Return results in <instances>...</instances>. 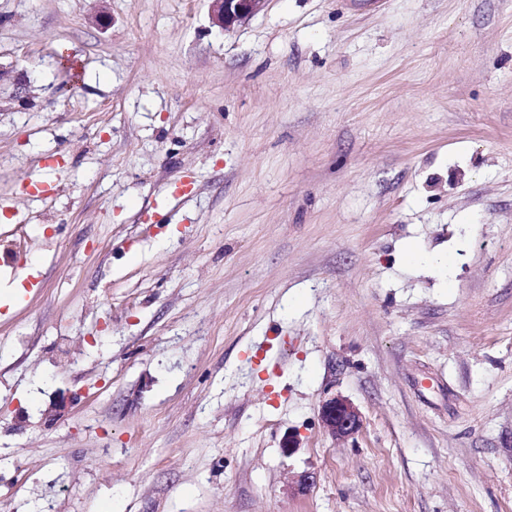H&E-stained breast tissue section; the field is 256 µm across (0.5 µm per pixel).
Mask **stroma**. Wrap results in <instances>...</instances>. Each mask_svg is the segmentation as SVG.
Listing matches in <instances>:
<instances>
[{
    "mask_svg": "<svg viewBox=\"0 0 512 512\" xmlns=\"http://www.w3.org/2000/svg\"><path fill=\"white\" fill-rule=\"evenodd\" d=\"M0 242L5 512H512V0H0ZM213 20L222 29L241 23L257 12L265 0H210ZM319 420L323 430L334 439L352 437L362 426L357 407L348 399L336 395L321 403Z\"/></svg>",
    "mask_w": 512,
    "mask_h": 512,
    "instance_id": "35a3bbf8",
    "label": "stroma"
}]
</instances>
